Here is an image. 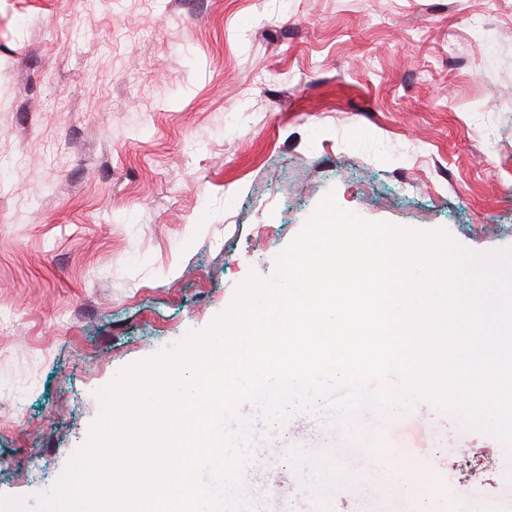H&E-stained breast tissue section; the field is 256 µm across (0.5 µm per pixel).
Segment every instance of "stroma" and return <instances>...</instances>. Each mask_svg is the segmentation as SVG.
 I'll return each mask as SVG.
<instances>
[{
    "label": "stroma",
    "mask_w": 512,
    "mask_h": 512,
    "mask_svg": "<svg viewBox=\"0 0 512 512\" xmlns=\"http://www.w3.org/2000/svg\"><path fill=\"white\" fill-rule=\"evenodd\" d=\"M512 246V0H0V493L49 490L117 372L208 328L326 193ZM435 512H512L493 437L395 407ZM421 512L298 413L245 469L256 512Z\"/></svg>",
    "instance_id": "1"
}]
</instances>
